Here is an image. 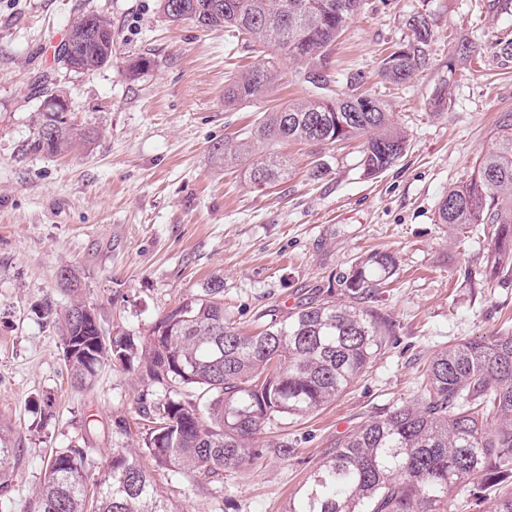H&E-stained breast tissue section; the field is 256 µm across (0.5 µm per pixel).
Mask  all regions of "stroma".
<instances>
[{"label": "stroma", "mask_w": 512, "mask_h": 512, "mask_svg": "<svg viewBox=\"0 0 512 512\" xmlns=\"http://www.w3.org/2000/svg\"><path fill=\"white\" fill-rule=\"evenodd\" d=\"M88 12L112 20V63L75 73L57 62V49L73 17ZM417 12L432 28L429 65L406 84L384 82L381 61ZM506 41L512 0H365L332 54L333 89L363 72L369 92L391 105L405 151L372 179L358 166L362 139L281 143L288 179L256 186L217 148L247 136L264 112L309 95L291 62L280 60L266 98L228 109L229 75L265 48L169 21L159 0H0V423L22 450L11 464L9 512H29L54 451L86 449L93 480L113 449L141 447L149 425L138 411L144 386L122 369L103 364L86 389L72 387L55 327L34 312L48 299L67 304L60 268L74 270L106 335L142 338L216 277L225 314L255 332L266 310L340 297L359 257H397L396 275L366 302L393 327L385 350L330 406L266 424L262 439L287 440L292 457L268 456L220 483L157 472L182 512H286L326 449L413 401L437 350L512 334V283L484 277L490 226L459 233L436 221L443 195L512 113ZM464 44L476 52L457 59ZM141 54L153 66L131 77L128 63ZM443 81L448 108L436 112L430 99ZM40 86L69 97L76 126L97 132L91 143L58 157L29 150Z\"/></svg>", "instance_id": "stroma-1"}]
</instances>
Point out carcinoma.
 Returning <instances> with one entry per match:
<instances>
[{
  "label": "carcinoma",
  "mask_w": 512,
  "mask_h": 512,
  "mask_svg": "<svg viewBox=\"0 0 512 512\" xmlns=\"http://www.w3.org/2000/svg\"><path fill=\"white\" fill-rule=\"evenodd\" d=\"M364 0H161L172 21L190 19L205 28L229 27L296 64L302 83L315 90L266 112L224 162L244 166L252 184L288 177V160L272 145L304 140L316 144L364 137L360 167L375 178L405 150L388 101L361 90L362 72L346 75L347 90L319 95L333 81L336 42ZM412 34L383 60L380 75L405 84L428 63L432 32L426 15L409 18ZM69 30L86 41L82 71L112 63V20L82 13ZM276 57L234 76L224 105L261 99L270 89ZM31 149L59 156L89 142L54 112L35 113ZM438 223L453 228L493 226L485 277L512 282V114L496 128L491 149L480 155L467 180L448 188ZM397 269L396 257L372 252L357 261L341 287L345 302H308L280 315L265 313L263 329L247 334L224 315L221 280L159 318L139 341L117 332L103 342L98 325L80 315L92 307L80 295L75 273L63 268L58 285L70 293L59 309L47 301L39 316L55 325L71 382L85 386L106 358L164 394H143L139 412L148 420L143 453L148 467L121 450L107 471L87 482L85 449L68 447L48 461L33 512H180L163 495L153 469L193 472L220 482L224 472L256 467L268 455H294L285 441L259 442L276 415L305 417L331 405L386 344L391 324L361 306ZM417 399L339 440L288 501L286 512H452L453 491L468 487L475 503L498 493L496 512H512V336L490 342L468 339L438 351L422 373ZM186 387L198 400L177 399ZM9 430L0 425V498L9 496L5 463L20 457Z\"/></svg>",
  "instance_id": "carcinoma-1"
}]
</instances>
